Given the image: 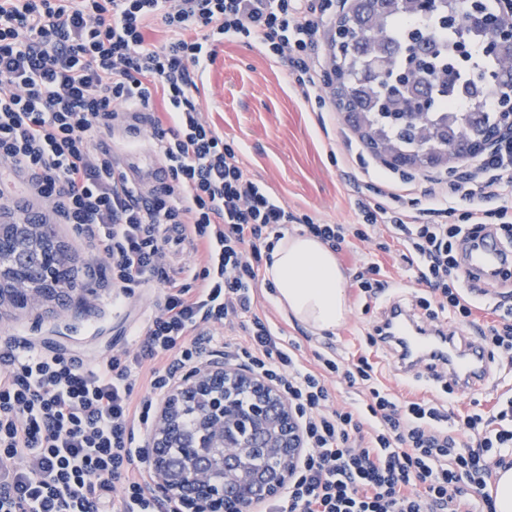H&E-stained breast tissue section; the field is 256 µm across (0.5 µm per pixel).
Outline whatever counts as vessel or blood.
Segmentation results:
<instances>
[{
    "mask_svg": "<svg viewBox=\"0 0 512 512\" xmlns=\"http://www.w3.org/2000/svg\"><path fill=\"white\" fill-rule=\"evenodd\" d=\"M123 169L129 180L139 184H159L161 172L156 161H143L139 149L125 151ZM9 194L24 213L27 221L46 223L36 193L27 178L12 171L0 177ZM507 268L505 249L493 234L481 235L479 241L465 253L458 269L466 286H486L502 281ZM382 331L388 346L395 352V362L401 374L400 383L411 386L410 372L430 365L447 370L467 391L485 390L496 376L495 361L488 346L472 329L447 326L426 328L419 325L403 308L387 305L383 311Z\"/></svg>",
    "mask_w": 512,
    "mask_h": 512,
    "instance_id": "b4317fda",
    "label": "vessel or blood"
}]
</instances>
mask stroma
Segmentation results:
<instances>
[{
  "label": "stroma",
  "instance_id": "obj_1",
  "mask_svg": "<svg viewBox=\"0 0 512 512\" xmlns=\"http://www.w3.org/2000/svg\"><path fill=\"white\" fill-rule=\"evenodd\" d=\"M205 118L223 132L226 142L239 147L244 166L257 184L276 193L298 216L316 224H350L355 220L360 166L345 165L341 154L345 142L358 147L364 162L377 165L359 132L341 112L335 97H327L325 118L305 110L287 83L282 66L259 47L233 40L219 47L201 93ZM53 231L64 245L77 271L94 294L86 301L70 297L40 307L38 317L25 314L0 321V347L34 341L60 350L85 364L111 358L129 346V332L143 325L155 310L159 295L155 288H138L120 306H112L103 281L87 279L89 256L72 228L54 224ZM389 251H382V243ZM372 258L382 263L394 280L388 298L357 301L348 296L350 313L333 331H318L288 316L274 301V290L258 283L260 315L282 326L299 346L306 364H314L317 353L334 349L345 360L370 352L380 380L396 387L390 356L370 348L366 332L382 314L386 300L408 306L418 303L420 286L400 257L398 245L387 234L355 243L339 255L338 262L353 274L356 264Z\"/></svg>",
  "mask_w": 512,
  "mask_h": 512
}]
</instances>
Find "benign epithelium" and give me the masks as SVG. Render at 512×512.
I'll return each instance as SVG.
<instances>
[{
    "label": "benign epithelium",
    "instance_id": "obj_1",
    "mask_svg": "<svg viewBox=\"0 0 512 512\" xmlns=\"http://www.w3.org/2000/svg\"><path fill=\"white\" fill-rule=\"evenodd\" d=\"M351 11L336 25L331 41L330 88L341 91V109L355 108L343 90L339 59L357 39ZM462 27L487 31L486 48L502 59L498 68L477 72L461 88L470 99L491 92L492 112L475 114L477 132L470 145L443 147V154L403 159L382 139L372 153L394 167L435 164L453 168L512 146V0H496L487 11L484 0H463ZM68 261L47 224H0V315L25 310L68 295ZM144 447L150 451L151 486L176 512H258L295 479L306 442L295 408L267 379L229 360L191 367L164 394L155 408L153 427Z\"/></svg>",
    "mask_w": 512,
    "mask_h": 512
}]
</instances>
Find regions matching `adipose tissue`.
Masks as SVG:
<instances>
[{
    "label": "adipose tissue",
    "mask_w": 512,
    "mask_h": 512,
    "mask_svg": "<svg viewBox=\"0 0 512 512\" xmlns=\"http://www.w3.org/2000/svg\"><path fill=\"white\" fill-rule=\"evenodd\" d=\"M264 283L276 302L298 322L332 330L348 315L345 275L334 251L309 234H284L264 265Z\"/></svg>",
    "instance_id": "adipose-tissue-1"
}]
</instances>
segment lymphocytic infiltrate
Masks as SVG:
<instances>
[{"instance_id":"1","label":"lymphocytic infiltrate","mask_w":512,"mask_h":512,"mask_svg":"<svg viewBox=\"0 0 512 512\" xmlns=\"http://www.w3.org/2000/svg\"><path fill=\"white\" fill-rule=\"evenodd\" d=\"M323 23L320 0H0V162L73 225L113 302L148 284L163 290L132 351L98 364L35 342L0 350V512H168L135 431L151 425L180 368L217 355L266 378L299 413L308 451L266 512H495L492 478L512 469V395L465 412L402 400L368 356L305 365L257 312L262 252L297 218L203 119L202 78L219 45L242 39L322 107ZM123 122L136 135L149 127L165 164L150 195L100 140ZM358 192L359 223L307 232L339 252L385 228L426 291L430 320L472 321L457 246L491 224L512 246V150L469 180L404 175L379 186L369 171ZM458 199L471 207L452 224ZM174 243L201 265L195 286L164 261ZM492 311L484 341L511 366L512 294L499 293ZM334 377L365 404L334 407Z\"/></svg>"}]
</instances>
